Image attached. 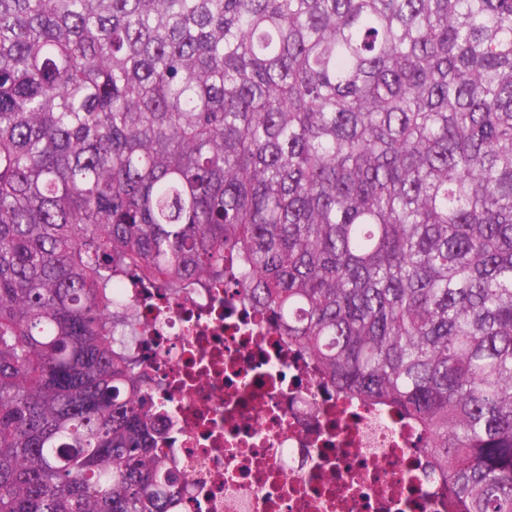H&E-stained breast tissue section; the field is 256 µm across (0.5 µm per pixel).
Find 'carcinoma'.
I'll return each instance as SVG.
<instances>
[{"label":"carcinoma","mask_w":512,"mask_h":512,"mask_svg":"<svg viewBox=\"0 0 512 512\" xmlns=\"http://www.w3.org/2000/svg\"><path fill=\"white\" fill-rule=\"evenodd\" d=\"M223 282L512 512V0H0V512H167L117 292Z\"/></svg>","instance_id":"cac0c4a2"}]
</instances>
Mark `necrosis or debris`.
<instances>
[{"mask_svg": "<svg viewBox=\"0 0 512 512\" xmlns=\"http://www.w3.org/2000/svg\"><path fill=\"white\" fill-rule=\"evenodd\" d=\"M129 336L160 384L171 512H455L413 429L337 398L320 368L223 288L138 291Z\"/></svg>", "mask_w": 512, "mask_h": 512, "instance_id": "1", "label": "necrosis or debris"}]
</instances>
